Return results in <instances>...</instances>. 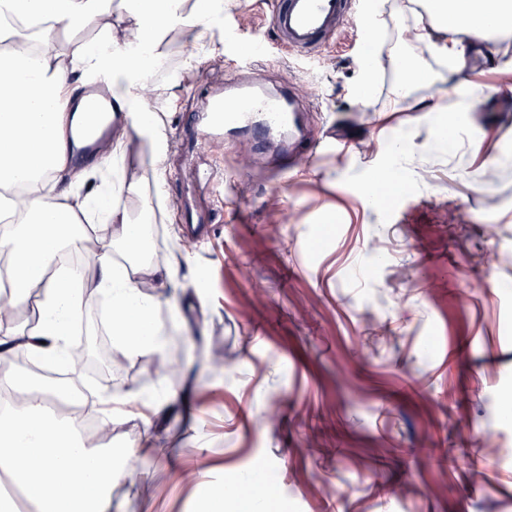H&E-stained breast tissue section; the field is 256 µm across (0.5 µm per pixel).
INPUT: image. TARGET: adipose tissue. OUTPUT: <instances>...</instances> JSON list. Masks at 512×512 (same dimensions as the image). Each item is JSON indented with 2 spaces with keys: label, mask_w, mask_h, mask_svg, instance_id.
Returning a JSON list of instances; mask_svg holds the SVG:
<instances>
[{
  "label": "adipose tissue",
  "mask_w": 512,
  "mask_h": 512,
  "mask_svg": "<svg viewBox=\"0 0 512 512\" xmlns=\"http://www.w3.org/2000/svg\"><path fill=\"white\" fill-rule=\"evenodd\" d=\"M182 2L127 0L116 14L112 0H0V32L11 41L10 49L0 52V184L30 185L16 227L0 235V252L11 260L15 303H37L35 326L0 325V388L6 391L0 397V471L35 512H112L113 486L134 470L133 450L116 456L111 449L81 444L75 421L56 420L48 408L50 392L18 375L12 363L21 354L66 360L71 325L82 310V288L110 294L109 328L124 355L163 349L155 324L161 296L143 293L139 283L168 279L169 270L117 259L145 236L122 196H138L146 212L152 211V201L141 194L139 182L105 184L101 178L108 169H123L124 145L134 136L151 147L154 185L165 180V126L156 118L143 121L144 106L131 88L145 77L146 65L161 57L165 30L186 16L204 25L224 11V0H195L187 15ZM427 21L478 36L512 23V0H433ZM84 26L98 29L97 42L64 55L52 51L57 34ZM135 39L143 45V66L133 72L127 56ZM90 72L107 76L113 109L125 113L127 121L115 125L110 154L90 169H74L68 164L73 110L83 102L82 78ZM23 85L34 93L29 110L18 113L12 95ZM47 172L57 188L51 196L41 192ZM95 219L108 233L99 239L94 262L63 277L49 273L61 251L82 249L84 227ZM16 396L23 397V406H13Z\"/></svg>",
  "instance_id": "adipose-tissue-1"
}]
</instances>
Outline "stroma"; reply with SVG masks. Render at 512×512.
<instances>
[{"label": "stroma", "mask_w": 512, "mask_h": 512, "mask_svg": "<svg viewBox=\"0 0 512 512\" xmlns=\"http://www.w3.org/2000/svg\"><path fill=\"white\" fill-rule=\"evenodd\" d=\"M271 8L228 0L192 41L179 26L164 42L173 68L155 72L150 108L168 133L161 265L174 281L159 318L181 357L173 375L168 351L111 367L98 310L83 313L93 395L141 394L120 411L132 434L112 439L140 452L112 512H200L201 488L232 492L265 473L278 477L269 512H512V32L483 40L492 72L466 71L450 90L439 56L403 37L422 25L421 0H361L308 61L275 41ZM369 20L384 30L370 46ZM258 41L270 83L310 88L308 125L340 147L279 181L249 140L216 145L218 171L249 174L233 197L199 195L182 131L196 83L234 77ZM215 43L223 54L210 55ZM385 54L420 70L408 95L397 71L365 75V57ZM412 99L441 101L450 127ZM379 176L390 198H366ZM188 215L211 227L189 254L172 248ZM376 238L387 254L370 251ZM380 327L390 339L363 355ZM148 433L165 454L143 451Z\"/></svg>", "instance_id": "stroma-1"}]
</instances>
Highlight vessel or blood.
Returning <instances> with one entry per match:
<instances>
[{
	"mask_svg": "<svg viewBox=\"0 0 512 512\" xmlns=\"http://www.w3.org/2000/svg\"><path fill=\"white\" fill-rule=\"evenodd\" d=\"M355 11L356 0H275L271 28L283 48L310 58L335 37ZM85 109L111 111L112 95L99 81H91ZM303 110L294 90L270 91L267 75L253 69L224 90L206 93L189 124L202 151L215 141L244 131L265 143L280 141L274 163L284 174L294 167L299 156L316 153L321 145L303 122Z\"/></svg>",
	"mask_w": 512,
	"mask_h": 512,
	"instance_id": "b4317fda",
	"label": "vessel or blood"
}]
</instances>
